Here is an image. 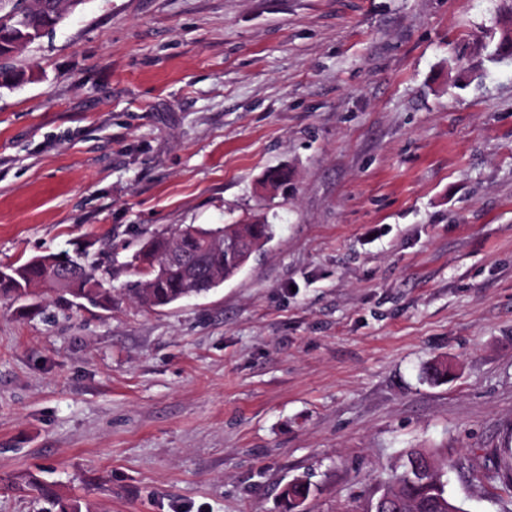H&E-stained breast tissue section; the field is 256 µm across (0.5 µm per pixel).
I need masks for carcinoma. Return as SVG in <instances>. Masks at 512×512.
<instances>
[{
    "instance_id": "carcinoma-1",
    "label": "carcinoma",
    "mask_w": 512,
    "mask_h": 512,
    "mask_svg": "<svg viewBox=\"0 0 512 512\" xmlns=\"http://www.w3.org/2000/svg\"><path fill=\"white\" fill-rule=\"evenodd\" d=\"M64 0H0V31L21 35L65 17ZM494 53H512V20L503 24ZM276 235V225L226 224L201 227L187 224L169 235L157 234L133 253L127 266L138 279L129 282L126 293L142 307L156 309L184 298L205 293L236 276L251 257ZM177 249L184 255L181 263H171L159 270L157 278L146 283L141 267L155 258ZM78 270L69 287L57 292L58 300L69 306L87 302L104 310L112 309V289L92 266L69 253L35 256L17 266L0 269V297L13 302H27L35 295V286L59 266ZM437 452L430 448H412L405 454L402 471L392 476L385 491L396 500L393 512H453L462 505L448 495L436 463ZM479 480L512 488V465L501 471L483 473ZM310 485L295 479L283 492L291 509L296 500L308 497Z\"/></svg>"
}]
</instances>
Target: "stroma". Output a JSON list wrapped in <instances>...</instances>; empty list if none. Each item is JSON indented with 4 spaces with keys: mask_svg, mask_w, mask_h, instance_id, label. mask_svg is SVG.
Segmentation results:
<instances>
[{
    "mask_svg": "<svg viewBox=\"0 0 512 512\" xmlns=\"http://www.w3.org/2000/svg\"><path fill=\"white\" fill-rule=\"evenodd\" d=\"M506 0H83L0 88V266L87 252L112 308L0 300V512H366L512 448ZM283 168L279 188L266 182ZM267 220L208 294L124 289L155 232ZM445 362L448 376L427 379ZM437 452L430 448H412L405 454L400 473H395L383 493L396 500L394 512H451L462 505L448 495L436 463Z\"/></svg>",
    "mask_w": 512,
    "mask_h": 512,
    "instance_id": "stroma-1",
    "label": "stroma"
}]
</instances>
